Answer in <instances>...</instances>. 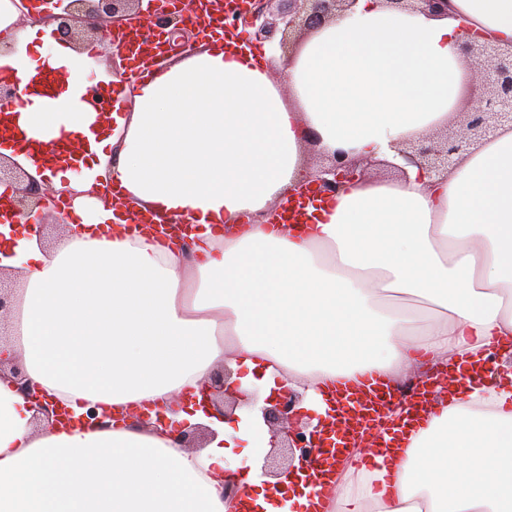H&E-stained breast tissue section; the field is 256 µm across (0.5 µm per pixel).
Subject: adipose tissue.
Wrapping results in <instances>:
<instances>
[{
  "instance_id": "ef3b65f1",
  "label": "adipose tissue",
  "mask_w": 512,
  "mask_h": 512,
  "mask_svg": "<svg viewBox=\"0 0 512 512\" xmlns=\"http://www.w3.org/2000/svg\"><path fill=\"white\" fill-rule=\"evenodd\" d=\"M21 80L59 77L50 98L21 93L5 115L0 155L53 189L73 190L65 236L18 239L9 350L48 396L105 427H45L0 376V512H236L237 485L264 512H311L309 492L281 500L254 459L266 447L259 406L238 422L197 403L230 364L241 389H290L321 429L329 386L377 374L391 385L424 368L427 421L404 404L384 435L408 433L397 465L348 468L325 512H512V381L475 368L512 353V126L463 156L447 178L407 168L358 181L308 206V223H270L299 177L303 150L397 162V144L447 129L477 63L463 49H512V0H448L429 17L356 0L305 39L280 87L249 54L209 38L162 70L133 75L134 110L111 135L82 102V55L0 0ZM81 140L77 168L21 142ZM120 190L124 207L80 196L79 176ZM156 211L185 228L189 248L127 214ZM204 426L202 447L174 424Z\"/></svg>"
}]
</instances>
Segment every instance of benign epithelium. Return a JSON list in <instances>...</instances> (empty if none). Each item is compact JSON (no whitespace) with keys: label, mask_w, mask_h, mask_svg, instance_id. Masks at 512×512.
I'll use <instances>...</instances> for the list:
<instances>
[{"label":"benign epithelium","mask_w":512,"mask_h":512,"mask_svg":"<svg viewBox=\"0 0 512 512\" xmlns=\"http://www.w3.org/2000/svg\"><path fill=\"white\" fill-rule=\"evenodd\" d=\"M47 8L38 21L57 23L54 34L76 40L86 31L95 39L108 31L107 22L114 28L126 25L160 30L172 43L167 55L195 45V32L185 21L173 15L165 0H42ZM355 0H249L246 10L224 16V28L240 27L253 30L255 39L270 42L277 32L296 33L315 31L332 19L336 13L348 9ZM398 8H410L426 15L441 14L447 10L448 0H387ZM466 51L477 61L483 74L482 92L478 104L462 110L465 132L444 134L439 139L425 137L409 141L396 148L400 158L429 176L441 177L454 167L471 148L481 143L496 129L512 125V51L503 50L492 42L465 43ZM364 177L358 161L338 152L331 162L315 172L300 176L294 192L288 195L290 205L307 204L314 198L333 195L346 183ZM0 198L7 201L9 216L26 218L45 213L47 205L55 202V191L31 177L17 162L0 156ZM10 371L18 390L36 411L34 418L58 420L61 408L51 402L12 361L7 350L0 347V373ZM229 370L210 376L209 397L214 409L224 417L234 416L242 404H254L257 393L233 394L228 387ZM298 396L288 393L272 400L265 399L262 407L264 422L271 434L270 448L261 466L268 477L280 475L292 466L294 460L305 464L313 457L315 434H306L307 423L295 411Z\"/></svg>","instance_id":"7a95c632"}]
</instances>
